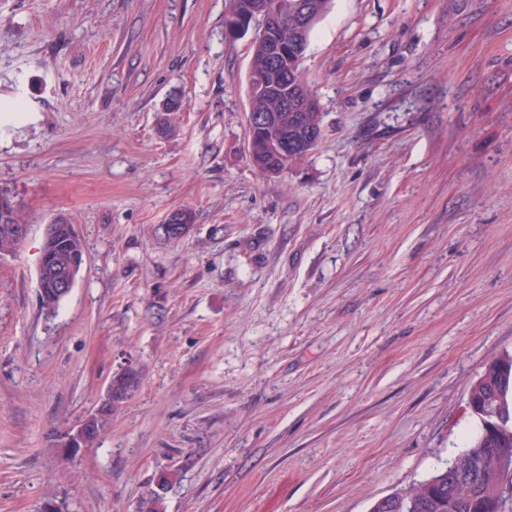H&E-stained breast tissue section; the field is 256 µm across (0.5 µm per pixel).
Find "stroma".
I'll return each mask as SVG.
<instances>
[{
  "instance_id": "1",
  "label": "stroma",
  "mask_w": 512,
  "mask_h": 512,
  "mask_svg": "<svg viewBox=\"0 0 512 512\" xmlns=\"http://www.w3.org/2000/svg\"><path fill=\"white\" fill-rule=\"evenodd\" d=\"M227 3L0 0V192L28 226L0 257V512H137L163 469L166 512H369L466 447L512 352V0H331L303 61L323 138L278 175L248 158ZM59 213L85 263L48 315ZM122 372L129 376L135 375L136 377H139V372L136 369L132 368V366H127L126 368L122 369L119 373ZM125 374H116L112 377V380L107 389L105 400L103 401L101 406L94 413L88 415L81 422V424L76 427L72 434L75 438V441L72 442V446L74 448H77L78 444L80 445V447H84L85 422H89L93 420L95 417H100V415H102V411H106L110 407L114 408L121 405L130 397L129 394L134 392L138 388L140 384V377L137 379H129V377L125 376ZM111 414L112 411L110 412V415ZM109 416H101L98 420L91 424L92 428L87 438L88 445H90L92 442L96 440L100 431L108 423Z\"/></svg>"
}]
</instances>
